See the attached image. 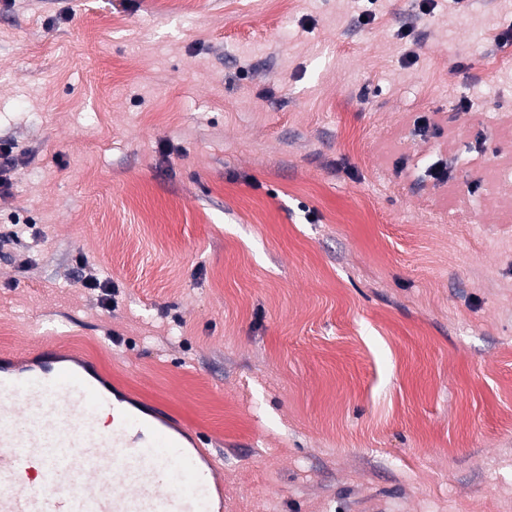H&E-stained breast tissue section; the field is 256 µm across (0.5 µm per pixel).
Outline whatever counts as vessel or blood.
<instances>
[{
    "mask_svg": "<svg viewBox=\"0 0 512 512\" xmlns=\"http://www.w3.org/2000/svg\"><path fill=\"white\" fill-rule=\"evenodd\" d=\"M117 422L100 431L103 415ZM207 449L187 450L159 414L117 409L55 351L0 369V512H212Z\"/></svg>",
    "mask_w": 512,
    "mask_h": 512,
    "instance_id": "1",
    "label": "vessel or blood"
}]
</instances>
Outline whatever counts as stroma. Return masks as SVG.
Masks as SVG:
<instances>
[{
	"label": "stroma",
	"instance_id": "obj_1",
	"mask_svg": "<svg viewBox=\"0 0 512 512\" xmlns=\"http://www.w3.org/2000/svg\"><path fill=\"white\" fill-rule=\"evenodd\" d=\"M419 4L0 0V354L168 408L224 512H512V0Z\"/></svg>",
	"mask_w": 512,
	"mask_h": 512
}]
</instances>
